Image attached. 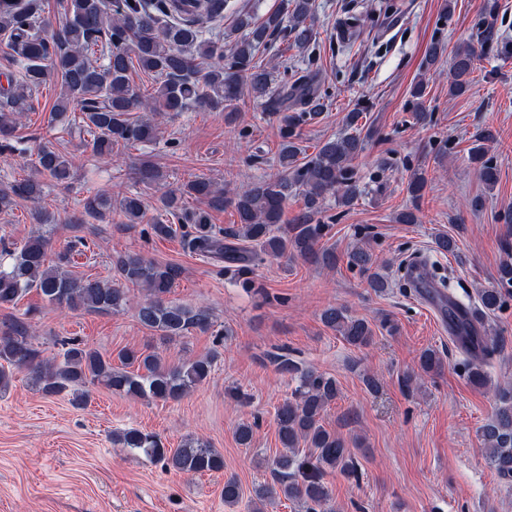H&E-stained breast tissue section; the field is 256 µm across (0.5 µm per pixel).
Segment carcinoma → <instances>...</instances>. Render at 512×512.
Segmentation results:
<instances>
[{
    "label": "carcinoma",
    "instance_id": "cac0c4a2",
    "mask_svg": "<svg viewBox=\"0 0 512 512\" xmlns=\"http://www.w3.org/2000/svg\"><path fill=\"white\" fill-rule=\"evenodd\" d=\"M227 0H67L65 19L52 28L41 14L39 0H0V33L7 35L5 54L18 69V77L7 79L0 89V152L26 153L20 147L17 126L28 100L43 84L55 81L61 93L53 109L54 119L69 112L81 115L83 128L92 136L96 157L112 156L119 144L151 143L156 128L131 113L148 106L153 112H234L242 87L267 112L281 114L282 143L279 152L281 173L275 178L254 181L228 196L224 189L200 176H193L158 200L160 208L179 224L190 225L187 232L193 250L223 261L241 275L266 256L300 257L317 265L329 266L334 253L319 247L328 225L314 223L313 215L327 196L341 205H350L360 190L354 180L352 161L363 149L364 138L357 128L359 113L351 112L346 126L351 131L329 138L311 156L300 157L294 129L304 116L324 111L314 79L301 75L291 83L274 86L275 77L255 61L259 48L279 33H290L292 43L304 47L316 39L312 0H291L290 7L271 13L261 22L240 14V38L224 52V35L209 24L224 17ZM494 41L491 25L476 40L454 51L450 67L449 92L468 91L476 61ZM156 77L149 97L131 83L132 64ZM471 161L479 164L480 178L488 185L497 179V165L485 158L483 148H473ZM35 173L24 178L0 179V214H8L22 201L38 203L48 183L66 184L72 177V162L55 147L39 146ZM136 180L151 188L164 180L159 166L143 159L134 168ZM305 199V210L291 223H282L288 199L295 193ZM191 197L203 207L186 213L180 203ZM232 206L239 218L237 229L221 234L210 224V212ZM119 209L129 224H140L146 217L141 195L130 193L112 200L106 192L88 196L83 210L69 219L73 241L62 251L51 254L50 238L30 237L23 245L5 251L0 261V307L13 306L36 291L50 306L60 310H101L119 313L129 301L123 284L141 285L149 299L137 310L139 323L146 329L172 339L194 332H214L215 320L204 307L176 303L169 298L181 271L174 265H160L137 252L113 258L119 279L103 281L78 277L68 270L76 245H85L81 236L89 218L105 219L112 208ZM250 243L241 247L237 241ZM351 266L371 270L369 249L356 247L348 256ZM432 280L448 289V321L456 338L470 358L472 384H486L483 366L495 350L493 339L480 335L474 321L460 315L464 303L454 296L451 278L429 270ZM512 288V260L500 263L497 283L479 293L484 312H494L503 303V289ZM326 327L337 331L350 344L366 346L373 329L364 319L351 316L347 309L329 307L322 313ZM58 353L51 357L35 346L25 321L0 336V392L9 389L13 370L26 369L28 379L44 395L52 397L72 392L80 403L86 401L85 387L100 384L129 396L177 401L193 387L206 381L214 357L166 364L155 352L122 349L114 356L74 339H62ZM277 370L293 374L296 387L292 398L275 412L283 451L273 460L274 478L255 489L260 503L284 498L301 501L309 512H335L331 494L323 482L327 469H338L354 479L359 472L346 442L326 429L322 416L336 399V380L313 369H301L288 355L274 356ZM420 371L438 373L443 358L432 349L420 355ZM496 411L482 429L490 466L503 479H512V385L494 387ZM114 444L145 456L177 471L204 474L224 470V455L205 443L186 439L178 448L164 447L161 439L138 428H126L113 435ZM307 448L302 450L300 445ZM224 505L233 506L242 498L238 480L229 477L222 490Z\"/></svg>",
    "mask_w": 512,
    "mask_h": 512
}]
</instances>
